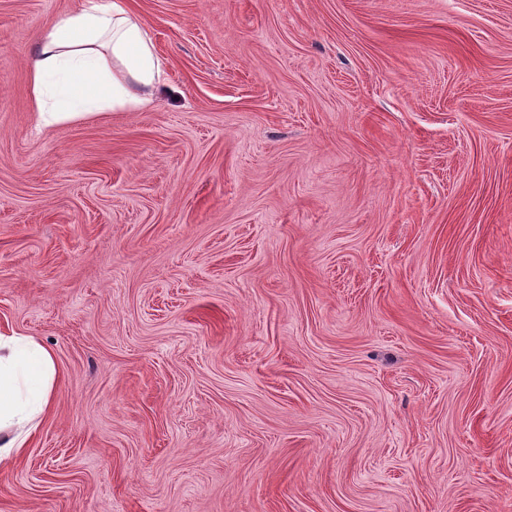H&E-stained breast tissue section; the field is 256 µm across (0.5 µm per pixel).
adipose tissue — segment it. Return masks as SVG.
<instances>
[{
  "label": "adipose tissue",
  "instance_id": "ef3b65f1",
  "mask_svg": "<svg viewBox=\"0 0 512 512\" xmlns=\"http://www.w3.org/2000/svg\"><path fill=\"white\" fill-rule=\"evenodd\" d=\"M29 75L33 109L46 126L149 108L167 81L164 60L125 0H82L39 32ZM56 377L51 350L0 334V462L33 436Z\"/></svg>",
  "mask_w": 512,
  "mask_h": 512
}]
</instances>
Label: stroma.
Listing matches in <instances>:
<instances>
[{
  "mask_svg": "<svg viewBox=\"0 0 512 512\" xmlns=\"http://www.w3.org/2000/svg\"><path fill=\"white\" fill-rule=\"evenodd\" d=\"M168 82L41 126L0 0V512H512V0H127ZM54 353L26 336L0 334V462L14 459L48 409Z\"/></svg>",
  "mask_w": 512,
  "mask_h": 512,
  "instance_id": "stroma-1",
  "label": "stroma"
}]
</instances>
